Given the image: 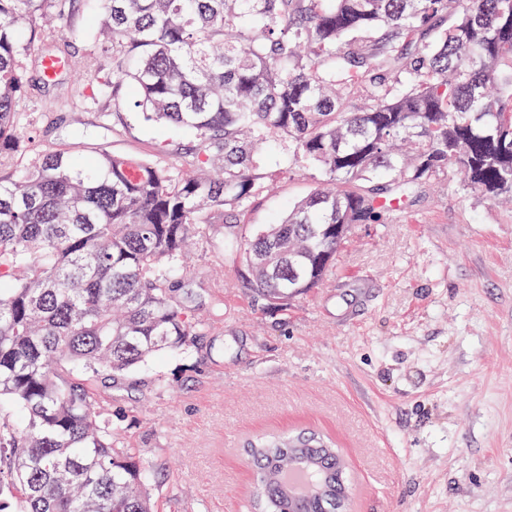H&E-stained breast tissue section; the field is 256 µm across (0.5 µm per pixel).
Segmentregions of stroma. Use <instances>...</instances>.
I'll list each match as a JSON object with an SVG mask.
<instances>
[{
  "instance_id": "obj_1",
  "label": "stroma",
  "mask_w": 512,
  "mask_h": 512,
  "mask_svg": "<svg viewBox=\"0 0 512 512\" xmlns=\"http://www.w3.org/2000/svg\"><path fill=\"white\" fill-rule=\"evenodd\" d=\"M100 0H72L42 27L18 101L47 147L84 142V160L120 154L192 167L196 139L145 121L138 91L83 97L74 69L106 54ZM244 214L254 228L311 192L273 171ZM212 213L194 250L193 288L224 312L197 348L156 355L99 399L137 448L156 512H249L244 443L307 427L349 461L348 512H512V208L422 181L385 224L356 225L322 287L280 309L257 304Z\"/></svg>"
}]
</instances>
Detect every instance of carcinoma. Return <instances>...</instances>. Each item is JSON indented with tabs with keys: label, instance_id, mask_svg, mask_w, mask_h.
Listing matches in <instances>:
<instances>
[{
	"label": "carcinoma",
	"instance_id": "1",
	"mask_svg": "<svg viewBox=\"0 0 512 512\" xmlns=\"http://www.w3.org/2000/svg\"><path fill=\"white\" fill-rule=\"evenodd\" d=\"M108 62L81 87L133 83L147 121L195 132L193 169L33 150L0 176V493L16 512H152L143 463L92 378L127 376L209 335L186 284L211 213L241 222L258 152L319 174L281 220L226 247L272 308L322 283L355 224H383L434 179L512 200V0H101ZM66 0H0V155L27 147L33 17ZM256 512H334L336 450L312 433L247 444ZM295 467L317 472L288 507Z\"/></svg>",
	"mask_w": 512,
	"mask_h": 512
}]
</instances>
